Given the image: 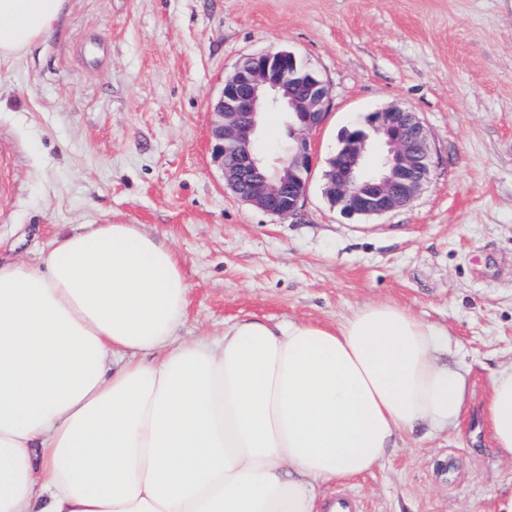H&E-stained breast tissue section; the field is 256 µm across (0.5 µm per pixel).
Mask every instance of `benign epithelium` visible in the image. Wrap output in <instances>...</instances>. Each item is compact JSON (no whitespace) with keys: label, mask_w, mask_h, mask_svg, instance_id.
Here are the masks:
<instances>
[{"label":"benign epithelium","mask_w":512,"mask_h":512,"mask_svg":"<svg viewBox=\"0 0 512 512\" xmlns=\"http://www.w3.org/2000/svg\"><path fill=\"white\" fill-rule=\"evenodd\" d=\"M248 59V66H235L224 79L212 107V157L237 198L267 214L294 216L314 166L307 133L322 125L330 90L286 49ZM267 110L288 116V148L273 166L254 148L258 117ZM340 140L324 174V194L345 215L381 216L405 208L430 182V136L415 112L399 106L373 112L365 126L344 130Z\"/></svg>","instance_id":"7a95c632"}]
</instances>
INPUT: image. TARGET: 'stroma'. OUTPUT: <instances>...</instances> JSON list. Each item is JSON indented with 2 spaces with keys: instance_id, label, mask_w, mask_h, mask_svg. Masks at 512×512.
Returning a JSON list of instances; mask_svg holds the SVG:
<instances>
[{
  "instance_id": "obj_1",
  "label": "stroma",
  "mask_w": 512,
  "mask_h": 512,
  "mask_svg": "<svg viewBox=\"0 0 512 512\" xmlns=\"http://www.w3.org/2000/svg\"><path fill=\"white\" fill-rule=\"evenodd\" d=\"M287 49L331 100L310 132L297 215L238 199L213 162V103L243 56ZM397 105L430 134L413 203L348 218L323 194L344 129ZM136 224L178 253L179 340L243 317L333 324L390 302L448 330L468 373L458 426L405 435L336 483L360 512H501L512 457L483 409L512 364V0H70L62 29L0 66V260L39 265L59 235Z\"/></svg>"
}]
</instances>
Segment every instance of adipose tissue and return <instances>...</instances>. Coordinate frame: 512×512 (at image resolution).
<instances>
[{
  "mask_svg": "<svg viewBox=\"0 0 512 512\" xmlns=\"http://www.w3.org/2000/svg\"><path fill=\"white\" fill-rule=\"evenodd\" d=\"M69 0H0V64ZM188 284L135 224L0 263V512H335L320 488L371 472L420 424L458 425L448 334L388 302L331 325L243 318L176 342ZM485 425L512 456V365Z\"/></svg>",
  "mask_w": 512,
  "mask_h": 512,
  "instance_id": "adipose-tissue-1",
  "label": "adipose tissue"
}]
</instances>
